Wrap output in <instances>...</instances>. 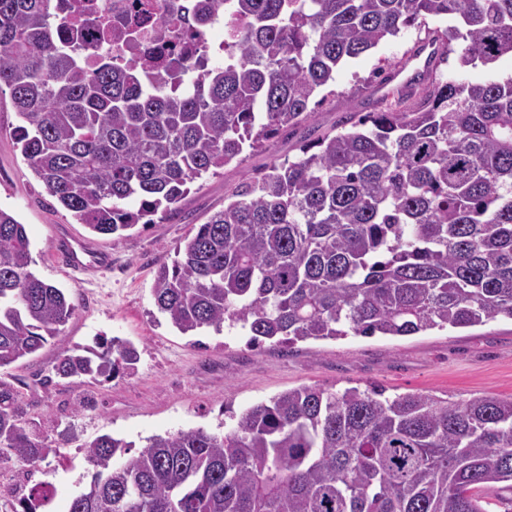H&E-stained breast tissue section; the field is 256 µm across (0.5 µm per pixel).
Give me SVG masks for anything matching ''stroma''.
Returning <instances> with one entry per match:
<instances>
[{"instance_id":"1","label":"stroma","mask_w":512,"mask_h":512,"mask_svg":"<svg viewBox=\"0 0 512 512\" xmlns=\"http://www.w3.org/2000/svg\"><path fill=\"white\" fill-rule=\"evenodd\" d=\"M446 27V21L429 17L383 40L342 66L312 118L282 131L271 148L196 180L177 212L112 235L77 223L44 191L14 145L17 118L10 96L0 95V208L25 225L32 270L76 304L59 339L0 369V378L21 394L24 418L61 451L30 476L14 462H0V503L10 500L12 489L47 481L55 490L49 512H65L68 501L90 480L86 441L113 434L139 450L154 435L193 428L220 432L225 408L239 413L300 386L338 390L375 385L389 397L423 391L459 401L512 397V320L507 318L414 336L350 335L252 346L237 326L182 334L158 312L152 297L156 270L171 263L175 246L189 232L223 209L225 196L236 185L273 161L298 156L301 142L343 131L352 113L378 111L384 93L397 91L414 74L415 48ZM380 66L396 73L382 87L373 79ZM439 71L465 83L502 81L512 77V58L502 57L490 67H463L453 57ZM73 239L110 253L111 267L88 280L76 278L59 251L62 241ZM99 336L134 344L140 354L134 374L106 382L54 379L51 386L43 385L65 349L92 344Z\"/></svg>"}]
</instances>
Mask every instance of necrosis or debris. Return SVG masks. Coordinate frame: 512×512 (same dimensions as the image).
<instances>
[{"mask_svg": "<svg viewBox=\"0 0 512 512\" xmlns=\"http://www.w3.org/2000/svg\"><path fill=\"white\" fill-rule=\"evenodd\" d=\"M200 0H153L154 15L142 21L138 0H50L56 16L72 29L74 46L88 65H95L103 49L114 61H138L160 70L178 56L190 61L210 60L212 34L224 29V14L212 12L198 22Z\"/></svg>", "mask_w": 512, "mask_h": 512, "instance_id": "1", "label": "necrosis or debris"}]
</instances>
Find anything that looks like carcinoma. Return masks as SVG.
Segmentation results:
<instances>
[{
  "instance_id": "1",
  "label": "carcinoma",
  "mask_w": 512,
  "mask_h": 512,
  "mask_svg": "<svg viewBox=\"0 0 512 512\" xmlns=\"http://www.w3.org/2000/svg\"><path fill=\"white\" fill-rule=\"evenodd\" d=\"M233 16L224 64L85 69L48 0H0V90L16 145L48 195L100 234L172 211L204 174L306 122L350 59L418 19H451L441 55L512 56V0H204ZM349 129L299 146L227 196L158 268L152 295L181 333L239 325L251 342L413 336L512 320V78L418 76ZM25 225L0 209V368L63 333L72 298L31 270ZM133 344L98 336L53 378L110 381ZM221 433L154 435L138 452L104 434L67 512H485L512 490V398L291 389ZM50 448L0 379V458L32 474ZM121 454L120 462H114ZM41 482L12 512H37Z\"/></svg>"
}]
</instances>
